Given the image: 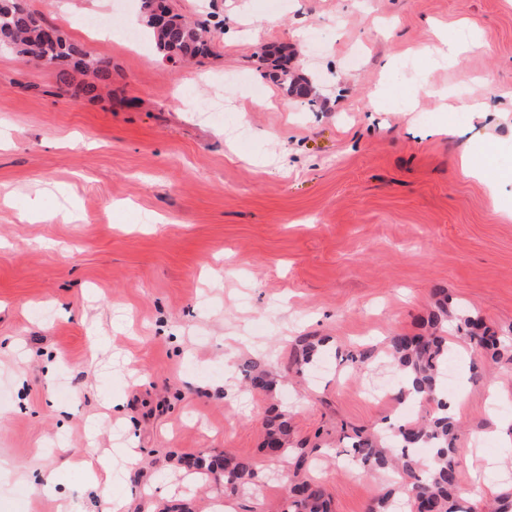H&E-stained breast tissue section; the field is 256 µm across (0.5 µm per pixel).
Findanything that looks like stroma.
Segmentation results:
<instances>
[{"mask_svg":"<svg viewBox=\"0 0 512 512\" xmlns=\"http://www.w3.org/2000/svg\"><path fill=\"white\" fill-rule=\"evenodd\" d=\"M26 3L110 58L112 79L63 93L54 70L0 53V512H56L44 473L76 512H268L289 481L261 451L267 408L295 448L419 414L362 398L395 375L340 352L419 333L438 288L512 344V112L449 108L512 96L506 0H170L214 35L188 65L81 26L142 30L137 0ZM444 35L468 49L439 58ZM269 46L297 92L259 62ZM465 150L506 184L465 177ZM306 336L325 354L289 375ZM448 336L459 486L503 489L512 444L489 432L512 425V361L472 381ZM251 361L284 382L246 390ZM123 443L138 454L123 480L63 464ZM215 451L251 458L261 496L180 464ZM315 462L333 512H366L384 487Z\"/></svg>","mask_w":512,"mask_h":512,"instance_id":"stroma-1","label":"stroma"}]
</instances>
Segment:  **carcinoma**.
<instances>
[{"mask_svg": "<svg viewBox=\"0 0 512 512\" xmlns=\"http://www.w3.org/2000/svg\"><path fill=\"white\" fill-rule=\"evenodd\" d=\"M35 12L30 9L17 10L13 0H0V51L54 69L63 84L73 72L90 73L96 81L81 87L85 95H95L97 82H106L112 77V61L96 56L69 38L62 29H57L55 38L42 36L50 27L44 17L34 22ZM156 52L168 61H183L211 53V42L207 37L204 21L189 23L182 21L165 29H152ZM271 61L272 75L285 88L291 83L288 61L270 59L266 54L262 61ZM436 309L429 312L425 330L419 334H399L389 341L384 358L393 369L398 384L392 389L393 399L403 405L414 402L424 415L419 420L400 423L376 424L371 429H356L346 436V453L356 461L357 467L366 473H394L398 481L376 497L368 506V512H394L396 487L402 485L409 490L405 497L408 512H475L473 505L464 501L458 482L457 428L448 412V399L439 387V377L448 359L450 349L448 337L443 335L444 323L451 312L448 297L442 289ZM457 330L464 332L466 339L478 359L472 369L485 364L486 360L498 361L504 357L512 360V347H506L501 337L477 317H458ZM317 345L302 340L292 365L300 370L313 363ZM345 359L359 366H369L379 360L373 347L350 351ZM244 378L253 390H267L272 380L258 363L243 370ZM266 436L263 455L271 460H284L286 466L298 474L311 471L313 459L300 448L288 443V423L274 410L264 419ZM432 449L430 457L424 459L416 449ZM188 468L204 469L215 480L224 482V487L233 491L249 489L257 476L255 463L250 458L215 453L185 461ZM278 512H332L331 502L325 486L308 477L294 483L288 497L279 506Z\"/></svg>", "mask_w": 512, "mask_h": 512, "instance_id": "obj_1", "label": "carcinoma"}]
</instances>
